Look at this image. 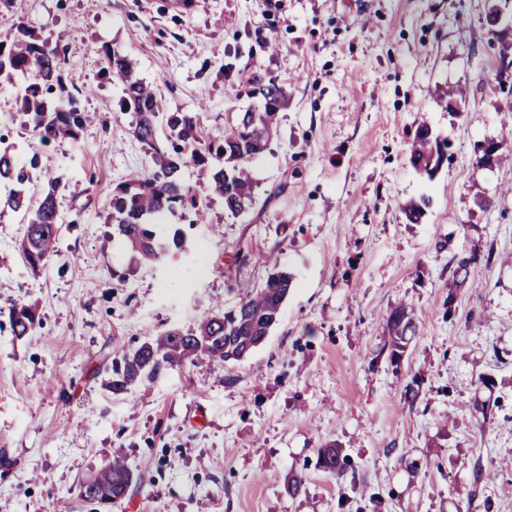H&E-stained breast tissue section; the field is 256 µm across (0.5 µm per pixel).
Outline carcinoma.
Masks as SVG:
<instances>
[{
	"label": "carcinoma",
	"mask_w": 512,
	"mask_h": 512,
	"mask_svg": "<svg viewBox=\"0 0 512 512\" xmlns=\"http://www.w3.org/2000/svg\"><path fill=\"white\" fill-rule=\"evenodd\" d=\"M104 55L105 75L123 86L121 108L133 114V136L151 162L146 175L121 182L112 190L108 223L116 225L140 263L150 267L182 250L185 244L180 230H175L169 239L152 220L187 210L192 214L191 223H206L208 202L184 184L182 169L200 168L212 191L224 200V209L232 215L255 205V182L249 165L267 149L276 114L286 105L288 92L273 80L253 82L252 93L260 97L263 111L241 112L216 136H205L198 113L169 111L166 100L136 76L132 62L122 52L106 49ZM63 65L64 56L58 49L22 23L12 25L10 36L0 42V81L25 80L18 105L27 117L28 128L44 146L78 140L95 119L93 113L81 111L68 93ZM162 117L169 130L164 141L159 137ZM442 145L450 148V138L440 137L426 125L418 127L409 150L410 165L433 178L447 157L439 151ZM0 188L4 189L0 214L9 210L28 215L20 249L31 270L37 271L57 240L58 197L65 184L53 175L40 153L21 158L14 146L3 145L0 138ZM429 202L425 196L410 201L405 206L407 219L420 223ZM477 259L475 249L455 257L456 267L448 280V300H454L457 290L464 286L468 269ZM292 282V273L277 269L261 288L224 311L205 316L196 327L173 328L142 342L133 353L123 356V368L113 369L109 387L115 394L123 393L136 382L155 379L166 366H180L200 356L219 369L244 359L265 341L277 323ZM35 322L33 307L22 304L13 308L11 328L15 336L28 335ZM386 331L397 351L416 336L417 326L408 306L391 310ZM317 464L334 476L342 470L339 453L333 446L318 449ZM137 479L124 458L117 456L111 465L80 485V495L110 507L127 496Z\"/></svg>",
	"instance_id": "carcinoma-1"
}]
</instances>
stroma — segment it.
<instances>
[{"instance_id":"obj_1","label":"stroma","mask_w":512,"mask_h":512,"mask_svg":"<svg viewBox=\"0 0 512 512\" xmlns=\"http://www.w3.org/2000/svg\"><path fill=\"white\" fill-rule=\"evenodd\" d=\"M491 0H13L67 58L64 78L97 121L40 145L17 88L0 83V138L41 152L66 182L55 252L32 272L26 217L0 215V512H512V163L479 168L485 140L512 150L501 88L512 37L485 24ZM135 63L171 111L218 132L250 104L247 80L288 90L256 203L231 215L196 168L209 219L185 251L147 268L107 223L112 190L149 159L99 48ZM461 85L459 114L436 102ZM451 137L434 177L407 158L418 125ZM429 209L409 223L405 205ZM478 248L449 295L452 257ZM294 277L277 324L244 360L163 369L115 394L112 366L147 335L233 306L273 265ZM408 303L418 334L399 361L384 320ZM37 307L13 335L14 304ZM333 445L344 468L317 466ZM140 479L105 509L81 482L113 455ZM303 486L288 491L293 478Z\"/></svg>"}]
</instances>
